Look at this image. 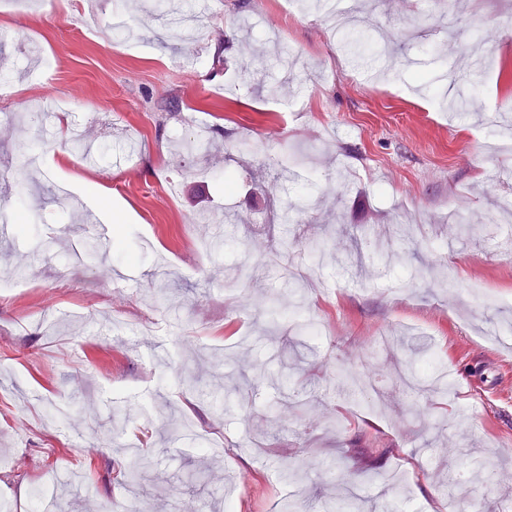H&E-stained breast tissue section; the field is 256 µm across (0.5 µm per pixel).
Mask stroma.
Instances as JSON below:
<instances>
[{
  "label": "stroma",
  "mask_w": 512,
  "mask_h": 512,
  "mask_svg": "<svg viewBox=\"0 0 512 512\" xmlns=\"http://www.w3.org/2000/svg\"><path fill=\"white\" fill-rule=\"evenodd\" d=\"M43 1L0 0V205L29 213L25 248L0 243V276L24 283L0 295V512H37L49 470L57 512H326L353 495L361 512H512V155L487 150L512 141V0H376L366 25L397 42L362 68L323 14L276 0H220L193 41L177 19L191 0L148 2L109 41L84 29L124 0ZM473 92L480 117L448 113ZM27 108L51 124L111 113L92 127L110 158L43 139ZM188 112L205 151L180 147ZM201 209L234 217L222 251ZM101 221L112 240L94 254ZM285 238L300 306L261 269ZM409 357L448 385L430 403L443 435L395 386ZM351 375L374 401L348 395ZM131 443L150 465L133 486ZM368 457L392 484L365 480Z\"/></svg>",
  "instance_id": "stroma-1"
}]
</instances>
